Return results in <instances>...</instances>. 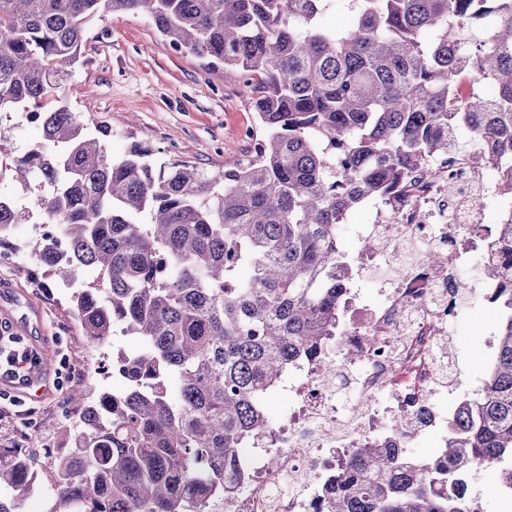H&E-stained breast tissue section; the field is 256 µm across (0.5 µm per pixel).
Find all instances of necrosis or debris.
Masks as SVG:
<instances>
[{
    "mask_svg": "<svg viewBox=\"0 0 512 512\" xmlns=\"http://www.w3.org/2000/svg\"><path fill=\"white\" fill-rule=\"evenodd\" d=\"M427 165L430 176L374 205L372 223L348 225L376 246L355 256L332 336L272 389L288 412L246 441L239 460L248 478L212 512H325L327 480L361 440L384 445L397 435L409 451L427 433L447 435L474 385L440 378L443 344L460 288L498 285L486 256L512 195L479 150ZM427 250L434 261L421 259Z\"/></svg>",
    "mask_w": 512,
    "mask_h": 512,
    "instance_id": "necrosis-or-debris-1",
    "label": "necrosis or debris"
}]
</instances>
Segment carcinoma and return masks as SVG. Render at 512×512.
<instances>
[{
    "instance_id": "cac0c4a2",
    "label": "carcinoma",
    "mask_w": 512,
    "mask_h": 512,
    "mask_svg": "<svg viewBox=\"0 0 512 512\" xmlns=\"http://www.w3.org/2000/svg\"><path fill=\"white\" fill-rule=\"evenodd\" d=\"M346 1L343 22L325 25ZM108 13L144 15L176 49L245 75L263 130L253 152L209 174L182 160L157 170L137 142L110 156L111 129L87 133L55 100ZM489 15L483 40L454 33ZM484 81L493 99L475 89L451 105ZM0 112L40 115L41 140L14 173L41 177L34 208L62 240L27 251L66 285L92 272L107 282L71 296L91 342L120 325L141 344L112 357L122 391L71 396L55 512H209L246 479L235 457L269 423L267 390L336 325L339 225L448 156L460 128L512 190V0H0ZM28 217L0 198V247ZM498 248L496 355L448 447L353 449L326 512H482L467 495L476 471L512 489V223ZM39 454L0 448V489L29 490Z\"/></svg>"
}]
</instances>
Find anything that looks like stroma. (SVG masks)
<instances>
[{"label":"stroma","mask_w":512,"mask_h":512,"mask_svg":"<svg viewBox=\"0 0 512 512\" xmlns=\"http://www.w3.org/2000/svg\"><path fill=\"white\" fill-rule=\"evenodd\" d=\"M67 91L72 111L87 128L100 123L111 128L106 148L115 157L135 139L151 149L156 163L186 160L207 171L222 170L243 159L248 147L243 129L259 128L240 73L230 68L212 73L203 59L174 50L141 15L111 14L90 26ZM40 138L39 127L27 124L21 113L0 112V196L31 205L33 198L23 194L11 165ZM71 294L45 276L36 258L0 267V317L28 318L26 340L40 351L47 372L40 397L26 401L24 412L0 427V448L41 450L32 462L36 491L19 497V512L54 510L49 481L56 459L69 450L61 434L77 417L71 390L88 384L122 390L120 377L92 373L91 366L111 362L115 352L139 349L133 337L119 332L93 346L70 311ZM461 305L465 317L454 333L456 364L477 382L490 367L485 344L497 330L499 309L479 291L467 293Z\"/></svg>","instance_id":"35a3bbf8"}]
</instances>
